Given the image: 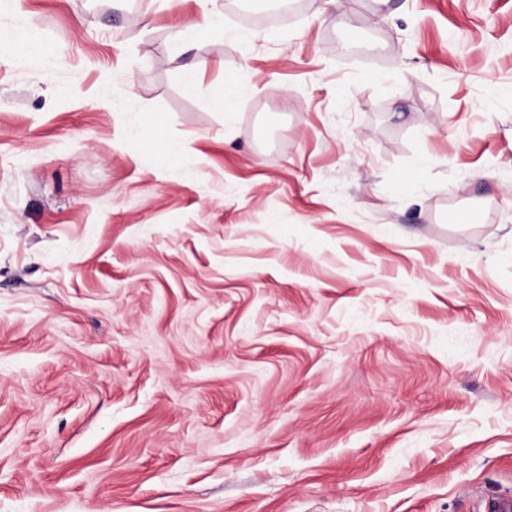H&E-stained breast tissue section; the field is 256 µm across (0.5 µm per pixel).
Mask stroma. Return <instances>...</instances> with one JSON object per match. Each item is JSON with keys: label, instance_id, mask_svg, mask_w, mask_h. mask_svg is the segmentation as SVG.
Returning <instances> with one entry per match:
<instances>
[{"label": "stroma", "instance_id": "stroma-1", "mask_svg": "<svg viewBox=\"0 0 512 512\" xmlns=\"http://www.w3.org/2000/svg\"><path fill=\"white\" fill-rule=\"evenodd\" d=\"M202 8L0 0V512H485L512 0Z\"/></svg>", "mask_w": 512, "mask_h": 512}]
</instances>
